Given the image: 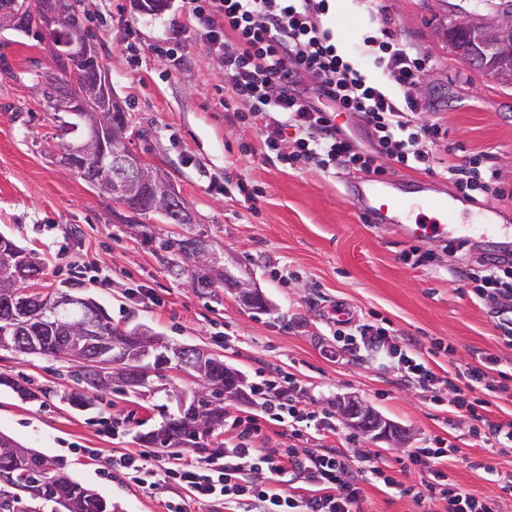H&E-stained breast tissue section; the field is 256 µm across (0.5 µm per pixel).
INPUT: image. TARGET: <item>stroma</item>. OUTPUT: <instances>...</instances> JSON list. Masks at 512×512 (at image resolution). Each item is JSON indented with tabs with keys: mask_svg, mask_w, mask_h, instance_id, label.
<instances>
[{
	"mask_svg": "<svg viewBox=\"0 0 512 512\" xmlns=\"http://www.w3.org/2000/svg\"><path fill=\"white\" fill-rule=\"evenodd\" d=\"M457 2L380 0L393 30L428 61L417 89L425 106L419 122L439 120L448 131L444 144L458 160L488 153L512 189V87L471 70L436 34ZM179 5L167 0L162 11L146 13L138 0H84L86 29L128 114L130 149L169 173L211 249L224 254L233 275L251 277L267 310L246 309L225 288L202 297L170 278L151 244L130 234L109 196L60 164L70 137L57 130L29 76L33 65L48 67L50 55L35 39L2 30L0 51L12 72H0V234L44 262L32 293L92 298L118 327H144L171 344L209 349L247 382L274 369L292 374L302 400L318 412L332 413L336 397L352 394L411 432L404 448L363 437L348 444L345 425L340 435L309 441L310 451L339 448L353 460L375 456L409 486L427 477L409 462V450L442 436L456 447L444 467L449 478L475 497L502 496L512 453L483 446L467 424L449 426L452 403L435 402L431 392L407 381L397 357L374 356L362 342L332 335L342 307L354 322H389L396 335L418 342V356L439 372L475 362L482 352L494 354L508 389L493 399L490 416L505 418L512 414V347L498 340L495 305L473 300L462 277L477 258L496 257V245L475 240L448 256L443 240L432 237L421 247L440 254L442 266L417 268L405 262L413 243L395 225L364 223L351 191L361 173L286 169L258 154L259 127L222 106L224 78L216 61L190 43L173 61L155 54L177 35ZM326 22L337 48L372 73L375 48L367 38L376 27L365 0H336ZM436 341L452 345L454 357L433 353ZM73 371L60 359L0 348V374L38 393L24 401L0 386V432L62 459L75 480L118 512H165L167 500L186 497L177 484L148 490L110 468L119 456L145 451L141 435L176 413L168 388L190 397L199 383L170 369L154 393L115 389L79 411L66 401L75 387ZM362 490L363 512L446 510L441 500L417 507L376 481L363 482ZM502 498L501 512H512V497Z\"/></svg>",
	"mask_w": 512,
	"mask_h": 512,
	"instance_id": "obj_1",
	"label": "stroma"
}]
</instances>
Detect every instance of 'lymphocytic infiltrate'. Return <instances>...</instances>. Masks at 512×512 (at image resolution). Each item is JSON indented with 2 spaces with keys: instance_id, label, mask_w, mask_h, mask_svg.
<instances>
[{
  "instance_id": "obj_1",
  "label": "lymphocytic infiltrate",
  "mask_w": 512,
  "mask_h": 512,
  "mask_svg": "<svg viewBox=\"0 0 512 512\" xmlns=\"http://www.w3.org/2000/svg\"><path fill=\"white\" fill-rule=\"evenodd\" d=\"M332 0H181L180 32L189 35L213 55L224 72L225 110L245 103L252 120L263 121L262 149L275 153L286 168L316 167L327 172L349 166L366 174H382L383 161L425 172H437L456 190L475 201L507 196L498 171L487 154H472L462 163L434 168L433 153L447 135L440 123L421 124L415 117L423 105L417 88L426 62L417 48L381 28L373 37L378 50L374 64L384 76L375 82L361 73L336 47L333 31L324 23ZM362 119L369 131V147L359 146L336 123L338 114ZM293 140L292 152L281 151ZM469 295L497 304L499 339L512 346V261H480L468 276ZM400 354L408 380L442 399L454 392L458 419L470 422V433L500 448L512 447V418L486 416V400L474 391L489 389V373L497 359L484 353L476 363L459 368L455 378L437 374L424 359ZM253 396L268 421L281 429L286 447L266 452L252 448L261 426L256 417L238 416L231 426L235 443L227 447L223 462L181 458L171 462L147 452L113 460V470L126 480L151 489L175 483L188 490L189 501L168 502L167 512H189V503L201 505L257 502L262 512H356L360 481L376 480L421 505L445 500L448 512H499L495 502L479 499L449 482L441 464L450 451L444 438L431 447L411 451L412 465L425 468L420 486L399 487L396 478L362 456L359 468L335 448L319 453L305 449L310 438L334 435L332 416L303 404L291 375L262 379ZM316 487L302 496L292 490L298 475Z\"/></svg>"
}]
</instances>
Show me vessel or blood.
Listing matches in <instances>:
<instances>
[{
	"label": "vessel or blood",
	"mask_w": 512,
	"mask_h": 512,
	"mask_svg": "<svg viewBox=\"0 0 512 512\" xmlns=\"http://www.w3.org/2000/svg\"><path fill=\"white\" fill-rule=\"evenodd\" d=\"M353 192L365 202V222L396 225L400 233L410 240L423 241L440 236L462 241L473 230L496 239L503 252L512 251L511 224H479L472 228L464 224L447 223L448 214L456 212L460 207L459 199L429 195L416 205L386 192L382 180L373 177L355 184Z\"/></svg>",
	"instance_id": "vessel-or-blood-1"
}]
</instances>
